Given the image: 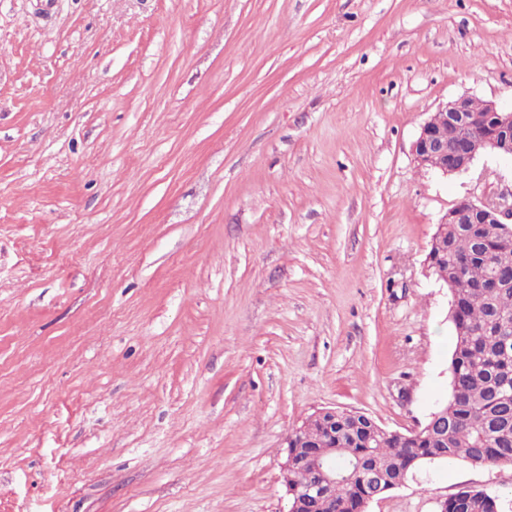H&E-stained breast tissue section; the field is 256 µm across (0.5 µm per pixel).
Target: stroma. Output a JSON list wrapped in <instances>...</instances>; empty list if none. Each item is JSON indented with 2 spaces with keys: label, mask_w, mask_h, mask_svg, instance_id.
Listing matches in <instances>:
<instances>
[{
  "label": "stroma",
  "mask_w": 512,
  "mask_h": 512,
  "mask_svg": "<svg viewBox=\"0 0 512 512\" xmlns=\"http://www.w3.org/2000/svg\"><path fill=\"white\" fill-rule=\"evenodd\" d=\"M512 106V0H0V512H287V435L448 394L456 202L412 144ZM512 466L424 465L367 512Z\"/></svg>",
  "instance_id": "obj_1"
}]
</instances>
